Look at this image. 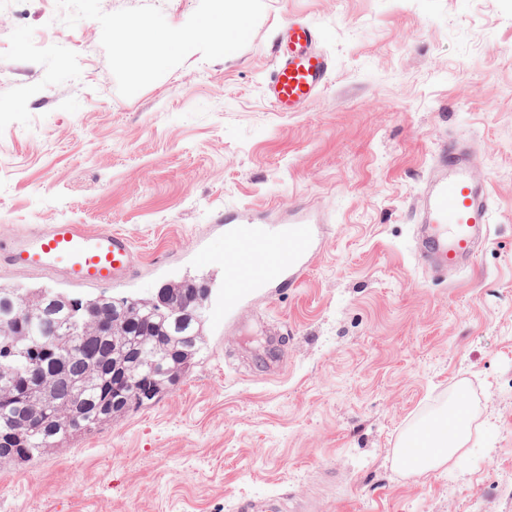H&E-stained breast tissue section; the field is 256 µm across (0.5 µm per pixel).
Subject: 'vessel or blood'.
<instances>
[{
    "instance_id": "b4317fda",
    "label": "vessel or blood",
    "mask_w": 512,
    "mask_h": 512,
    "mask_svg": "<svg viewBox=\"0 0 512 512\" xmlns=\"http://www.w3.org/2000/svg\"><path fill=\"white\" fill-rule=\"evenodd\" d=\"M320 34L308 24L289 28L267 82L273 107L297 112L320 91L330 61L318 46ZM468 144L442 146L431 163L415 209L423 226L421 265L455 269L473 261L481 232L492 216L491 195L473 173ZM224 300L231 303L255 289L284 282L315 256L317 228L300 217L282 225L257 224L225 216ZM27 268L64 267L79 284L112 285L126 280L139 257L128 238L109 228L55 223L11 238L0 237V257Z\"/></svg>"
}]
</instances>
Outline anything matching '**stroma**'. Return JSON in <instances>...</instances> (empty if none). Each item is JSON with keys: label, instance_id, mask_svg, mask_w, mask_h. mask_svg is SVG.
Instances as JSON below:
<instances>
[{"label": "stroma", "instance_id": "1", "mask_svg": "<svg viewBox=\"0 0 512 512\" xmlns=\"http://www.w3.org/2000/svg\"><path fill=\"white\" fill-rule=\"evenodd\" d=\"M100 4L179 27L199 0ZM59 15L0 0V237L109 227L140 262L109 288L7 264L0 284L148 298L188 280L208 290L206 347L162 399L0 464V512H512V0H264L244 48L191 53L129 98L99 23ZM297 21L332 72L277 112L265 85ZM459 135L493 213L478 257L445 275L418 264L413 211ZM296 211L322 227L312 263L225 306V215ZM458 407L470 438L445 466L396 462Z\"/></svg>", "mask_w": 512, "mask_h": 512}]
</instances>
